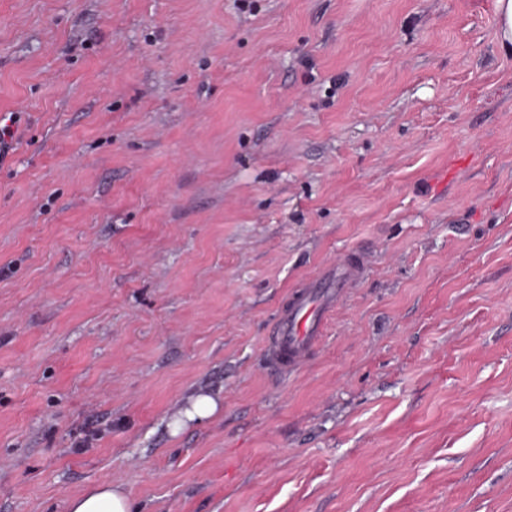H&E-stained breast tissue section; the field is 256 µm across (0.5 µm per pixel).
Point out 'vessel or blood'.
I'll use <instances>...</instances> for the list:
<instances>
[{
  "instance_id": "1",
  "label": "vessel or blood",
  "mask_w": 512,
  "mask_h": 512,
  "mask_svg": "<svg viewBox=\"0 0 512 512\" xmlns=\"http://www.w3.org/2000/svg\"><path fill=\"white\" fill-rule=\"evenodd\" d=\"M365 268V252L350 253L290 295L276 318L266 346L270 368L285 374L308 358L319 346L330 314L347 289L359 281Z\"/></svg>"
}]
</instances>
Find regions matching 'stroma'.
I'll return each instance as SVG.
<instances>
[{"instance_id": "stroma-1", "label": "stroma", "mask_w": 512, "mask_h": 512, "mask_svg": "<svg viewBox=\"0 0 512 512\" xmlns=\"http://www.w3.org/2000/svg\"><path fill=\"white\" fill-rule=\"evenodd\" d=\"M497 25L496 0H0V512L104 480L134 512H512ZM362 247L274 376L280 306Z\"/></svg>"}]
</instances>
